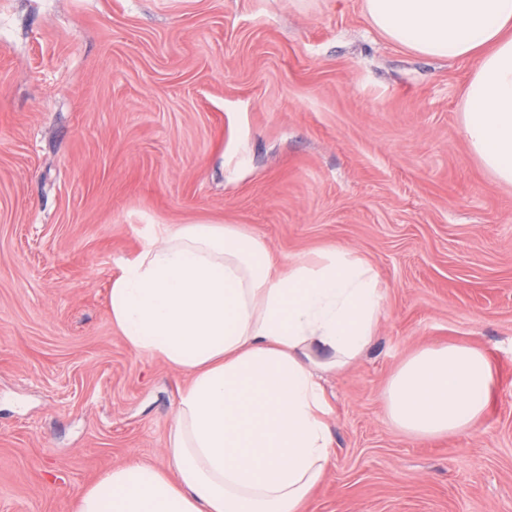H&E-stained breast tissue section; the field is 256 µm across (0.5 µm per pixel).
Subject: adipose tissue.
<instances>
[{"instance_id":"ef3b65f1","label":"adipose tissue","mask_w":512,"mask_h":512,"mask_svg":"<svg viewBox=\"0 0 512 512\" xmlns=\"http://www.w3.org/2000/svg\"><path fill=\"white\" fill-rule=\"evenodd\" d=\"M364 14L394 43L475 60L464 137L512 185V0H364ZM383 306L375 266L345 246L278 268L238 225L160 228L112 278L109 307L132 352L190 376L167 466L112 468L77 512H304L334 460L322 380L362 356ZM493 381L479 349L424 348L391 377L386 415L412 437L463 434Z\"/></svg>"}]
</instances>
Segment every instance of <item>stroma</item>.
<instances>
[{
  "label": "stroma",
  "mask_w": 512,
  "mask_h": 512,
  "mask_svg": "<svg viewBox=\"0 0 512 512\" xmlns=\"http://www.w3.org/2000/svg\"><path fill=\"white\" fill-rule=\"evenodd\" d=\"M473 61L371 27L363 0H0V512H75L165 466L187 373L113 325L155 227L237 224L276 262L341 244L385 291L326 376L335 463L306 512H512V186L471 153ZM489 357L466 436L412 438L384 391L421 348Z\"/></svg>",
  "instance_id": "35a3bbf8"
}]
</instances>
